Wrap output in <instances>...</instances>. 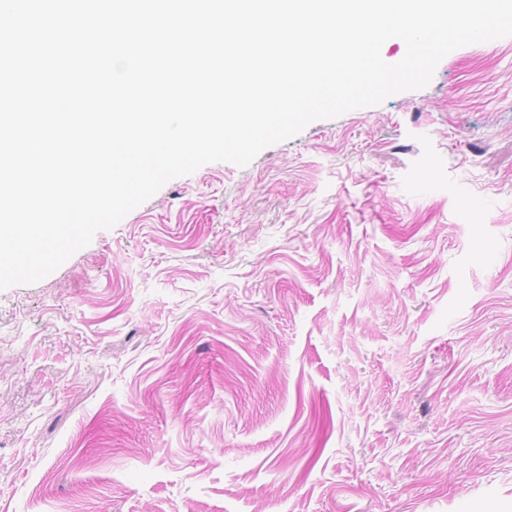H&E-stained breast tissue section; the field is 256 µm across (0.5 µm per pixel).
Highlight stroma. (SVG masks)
<instances>
[{"instance_id":"stroma-1","label":"stroma","mask_w":512,"mask_h":512,"mask_svg":"<svg viewBox=\"0 0 512 512\" xmlns=\"http://www.w3.org/2000/svg\"><path fill=\"white\" fill-rule=\"evenodd\" d=\"M0 512H512V36L0 291Z\"/></svg>"}]
</instances>
